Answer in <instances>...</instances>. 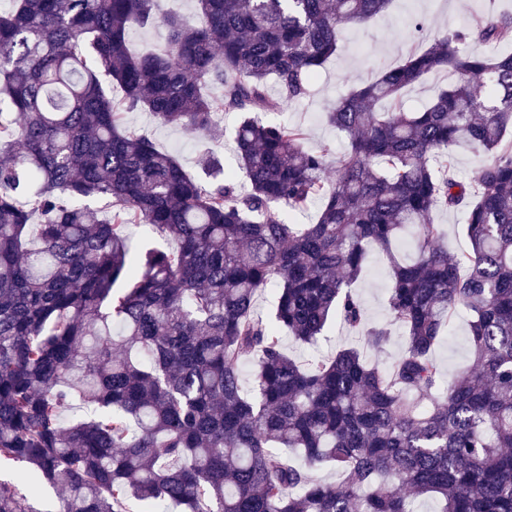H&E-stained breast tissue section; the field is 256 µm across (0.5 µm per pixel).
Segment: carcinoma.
Returning a JSON list of instances; mask_svg holds the SVG:
<instances>
[{
  "mask_svg": "<svg viewBox=\"0 0 512 512\" xmlns=\"http://www.w3.org/2000/svg\"><path fill=\"white\" fill-rule=\"evenodd\" d=\"M194 2L192 25L153 0L0 12V461L61 493L59 512H413L423 496L434 512H512V53L469 49L512 41V14L448 31L337 102L327 120L349 143L331 180L330 147L258 113L304 97L343 31L392 0ZM154 25L166 46L132 52L131 30ZM438 71L448 87L405 111L402 91ZM135 110L204 136L243 113L248 189L215 154L202 186L122 125ZM458 145L488 154L466 182ZM98 197L107 219L86 204ZM315 200V223L283 219ZM440 210L465 213L468 249L443 244ZM139 224L176 247L134 251ZM373 247L406 337L385 366L366 352L387 330L365 328L351 291ZM460 309L472 365L448 381L434 350ZM332 319L362 346L288 354L282 333L311 345ZM0 512L35 510L0 481Z\"/></svg>",
  "mask_w": 512,
  "mask_h": 512,
  "instance_id": "1",
  "label": "carcinoma"
}]
</instances>
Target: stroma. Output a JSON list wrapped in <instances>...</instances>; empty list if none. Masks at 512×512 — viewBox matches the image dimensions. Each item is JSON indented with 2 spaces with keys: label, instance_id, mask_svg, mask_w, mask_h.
<instances>
[{
  "label": "stroma",
  "instance_id": "35a3bbf8",
  "mask_svg": "<svg viewBox=\"0 0 512 512\" xmlns=\"http://www.w3.org/2000/svg\"><path fill=\"white\" fill-rule=\"evenodd\" d=\"M502 12L512 13V0H392L389 9L368 24L344 32L336 56L322 69L308 97L282 111L263 113L262 118L301 128L307 149L343 147L346 137L325 119L326 112L339 99L400 64L408 55L428 48L446 32L466 26L473 17ZM240 118V113H225L218 130L209 137L162 125L149 113L140 111L125 113L124 123L130 130L147 135L158 149L174 154L198 180L206 178L199 160L207 151L220 156L225 170L235 172L241 180L245 173L238 164L233 140V130ZM390 282V266L385 256L375 252L353 286L364 307L367 326L391 330L379 355L380 360L387 362L397 356L405 343L402 331L391 325L387 307ZM466 323L465 314H456L448 337L436 350L446 376H454L469 363Z\"/></svg>",
  "mask_w": 512,
  "mask_h": 512
}]
</instances>
